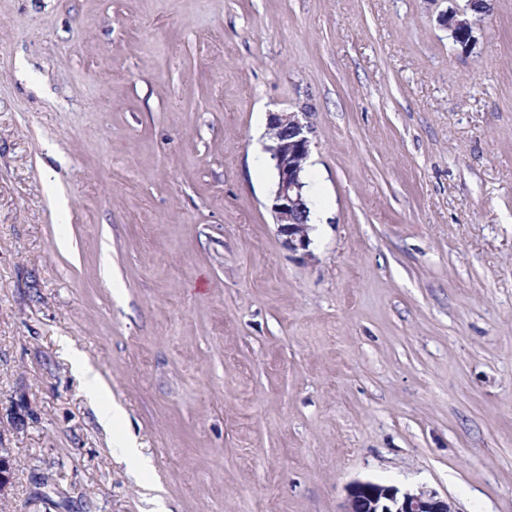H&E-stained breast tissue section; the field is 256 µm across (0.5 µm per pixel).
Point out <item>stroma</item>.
Listing matches in <instances>:
<instances>
[{"instance_id": "1", "label": "stroma", "mask_w": 512, "mask_h": 512, "mask_svg": "<svg viewBox=\"0 0 512 512\" xmlns=\"http://www.w3.org/2000/svg\"><path fill=\"white\" fill-rule=\"evenodd\" d=\"M489 3L465 52L445 0H0V512H342L359 480L512 512ZM275 112L311 129L307 257L270 210ZM70 357L74 369L81 377L88 393L91 396L98 397L101 392L107 391L98 372L88 365L82 354L75 350H71ZM117 447L120 448L121 457L127 465H129L134 471L140 472L150 469V461L146 458L138 444L135 441L123 439L118 441Z\"/></svg>"}]
</instances>
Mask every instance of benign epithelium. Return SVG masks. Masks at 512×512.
Here are the masks:
<instances>
[{
    "label": "benign epithelium",
    "mask_w": 512,
    "mask_h": 512,
    "mask_svg": "<svg viewBox=\"0 0 512 512\" xmlns=\"http://www.w3.org/2000/svg\"><path fill=\"white\" fill-rule=\"evenodd\" d=\"M463 12L449 8L438 16L440 25L463 48L475 41V23L462 18ZM268 147L277 173L276 187L270 209L278 232L285 237L288 249L309 255L310 203L303 191V173L310 153L308 126L301 123L297 113L273 114L269 121ZM12 455L0 448V499L8 498L11 484ZM343 512H455L452 503L436 491L420 488L403 490L394 485L374 481H355L347 489Z\"/></svg>",
    "instance_id": "1"
}]
</instances>
